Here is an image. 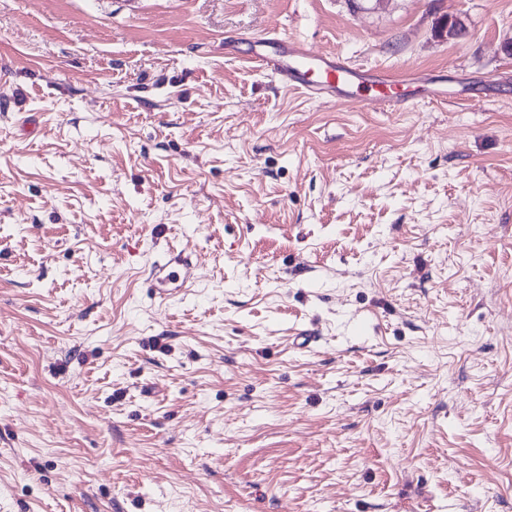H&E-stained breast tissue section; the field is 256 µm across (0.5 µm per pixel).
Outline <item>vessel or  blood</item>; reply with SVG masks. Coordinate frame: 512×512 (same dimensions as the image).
I'll return each mask as SVG.
<instances>
[{
    "label": "vessel or blood",
    "mask_w": 512,
    "mask_h": 512,
    "mask_svg": "<svg viewBox=\"0 0 512 512\" xmlns=\"http://www.w3.org/2000/svg\"><path fill=\"white\" fill-rule=\"evenodd\" d=\"M254 62L275 71L282 82L315 100L346 102L359 99L370 111L404 110L410 99L402 93L408 75L369 73L354 69L340 60H333L298 43L280 44L275 54L257 52Z\"/></svg>",
    "instance_id": "b4317fda"
}]
</instances>
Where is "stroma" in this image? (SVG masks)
Returning a JSON list of instances; mask_svg holds the SVG:
<instances>
[{
  "label": "stroma",
  "mask_w": 512,
  "mask_h": 512,
  "mask_svg": "<svg viewBox=\"0 0 512 512\" xmlns=\"http://www.w3.org/2000/svg\"><path fill=\"white\" fill-rule=\"evenodd\" d=\"M271 33L467 97L315 102ZM508 42L512 0H0V512H512Z\"/></svg>",
  "instance_id": "stroma-1"
}]
</instances>
